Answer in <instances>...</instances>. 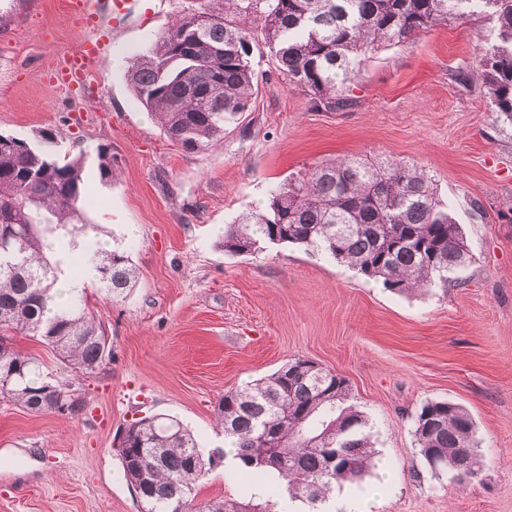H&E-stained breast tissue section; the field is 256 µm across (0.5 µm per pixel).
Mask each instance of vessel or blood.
<instances>
[{
	"instance_id": "obj_1",
	"label": "vessel or blood",
	"mask_w": 512,
	"mask_h": 512,
	"mask_svg": "<svg viewBox=\"0 0 512 512\" xmlns=\"http://www.w3.org/2000/svg\"><path fill=\"white\" fill-rule=\"evenodd\" d=\"M133 6V0H71V7L81 17L87 35L67 55L64 71L56 80L58 87L67 89L91 82L97 64L109 48L101 37L102 30L109 22L116 26L122 24Z\"/></svg>"
}]
</instances>
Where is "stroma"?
Wrapping results in <instances>:
<instances>
[{"mask_svg": "<svg viewBox=\"0 0 512 512\" xmlns=\"http://www.w3.org/2000/svg\"><path fill=\"white\" fill-rule=\"evenodd\" d=\"M112 34L93 95L67 97L48 71L84 36L67 0H38L0 37V133L54 132L82 157L92 239L126 250L138 278L119 300L85 288L112 345L86 378L75 417L0 400V512H138L114 440L133 420L178 419L214 470L201 502L241 499L214 426L224 393L304 357L345 377L376 441L378 465L329 496L334 512H512V132L479 84H459L497 27L484 14L438 24L373 53L350 84V107L314 106L267 46L254 50L259 90L224 138L198 152L174 145L126 81L134 55L167 30L174 0ZM112 157L101 178L98 148ZM396 158L423 166L474 246L461 284L399 295L323 253L222 247L224 227L270 189L322 161ZM463 405L477 428L483 480L464 489L432 473L415 448L422 403Z\"/></svg>", "mask_w": 512, "mask_h": 512, "instance_id": "obj_1", "label": "stroma"}]
</instances>
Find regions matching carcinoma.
<instances>
[{
    "instance_id": "carcinoma-1",
    "label": "carcinoma",
    "mask_w": 512,
    "mask_h": 512,
    "mask_svg": "<svg viewBox=\"0 0 512 512\" xmlns=\"http://www.w3.org/2000/svg\"><path fill=\"white\" fill-rule=\"evenodd\" d=\"M475 11L496 18L497 37L479 49L470 71L452 79H477L495 120L512 126V0H176L172 25L132 60L127 77L167 138L187 151L205 149L251 107L258 42L271 49L289 83L316 105L336 110L351 104L348 83L373 52ZM89 200L83 160L61 155L52 132L41 130L32 142L0 143V235L10 233L19 254L0 263V399L32 413L52 410L56 390L112 359L86 295L55 306L56 264L43 254L48 238L61 259L77 246ZM265 243L326 253L398 293L446 288L474 259L429 172L390 159L313 166L275 187L263 209L224 230V250L232 255H251ZM81 253L109 296L118 298L136 283L125 251L86 239ZM19 335L51 349L71 377L58 381L44 372L37 357L18 349ZM350 398L344 377L297 358L224 393L215 414L241 474L272 476L281 495L314 505L373 465L368 421ZM125 430L119 460L140 512H260L249 502H195L213 460L178 421L145 417ZM475 433L467 410L448 400H430L416 416L418 454L434 472L453 471L461 485L482 472ZM264 448L277 449L276 456L265 457Z\"/></svg>"
}]
</instances>
